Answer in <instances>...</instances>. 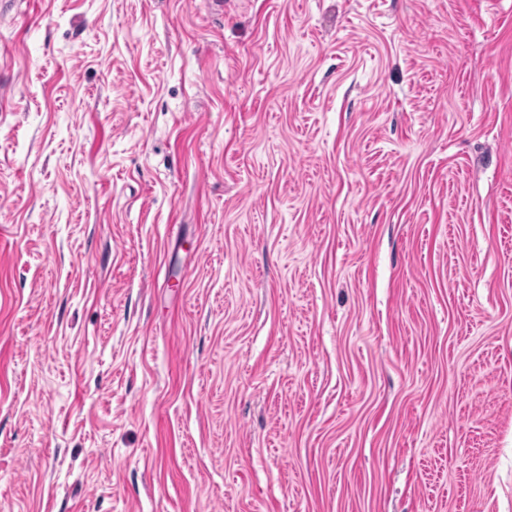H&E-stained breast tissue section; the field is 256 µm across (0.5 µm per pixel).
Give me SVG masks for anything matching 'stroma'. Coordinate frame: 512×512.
Masks as SVG:
<instances>
[{
    "label": "stroma",
    "mask_w": 512,
    "mask_h": 512,
    "mask_svg": "<svg viewBox=\"0 0 512 512\" xmlns=\"http://www.w3.org/2000/svg\"><path fill=\"white\" fill-rule=\"evenodd\" d=\"M0 512H512V0H0Z\"/></svg>",
    "instance_id": "35a3bbf8"
}]
</instances>
